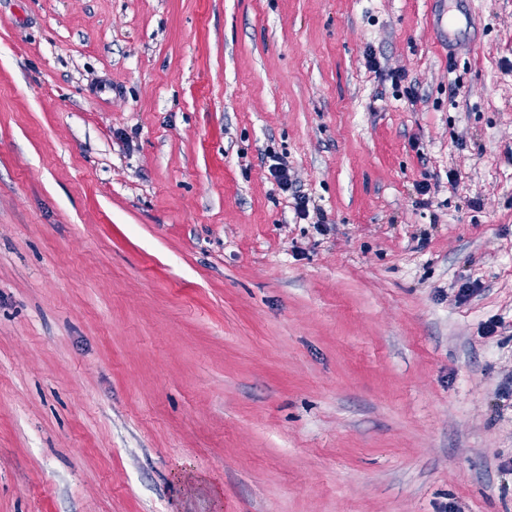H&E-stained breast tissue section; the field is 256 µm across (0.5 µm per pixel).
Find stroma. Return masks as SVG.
Here are the masks:
<instances>
[{
    "label": "stroma",
    "mask_w": 512,
    "mask_h": 512,
    "mask_svg": "<svg viewBox=\"0 0 512 512\" xmlns=\"http://www.w3.org/2000/svg\"><path fill=\"white\" fill-rule=\"evenodd\" d=\"M441 8L0 0V512H512V0Z\"/></svg>",
    "instance_id": "obj_1"
}]
</instances>
